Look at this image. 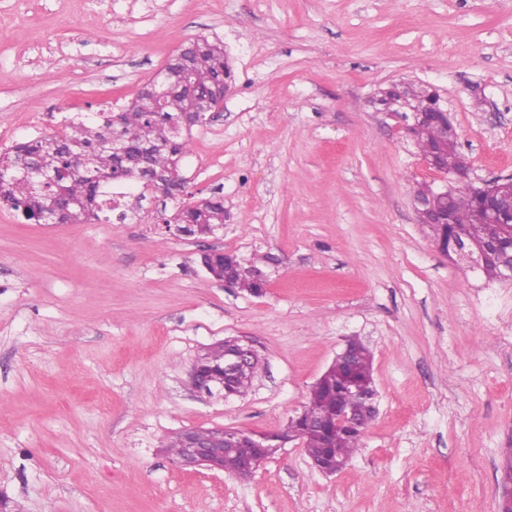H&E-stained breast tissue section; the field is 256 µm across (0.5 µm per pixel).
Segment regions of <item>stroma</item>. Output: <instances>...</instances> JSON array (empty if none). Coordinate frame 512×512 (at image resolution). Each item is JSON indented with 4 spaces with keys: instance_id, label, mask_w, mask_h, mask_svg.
Returning a JSON list of instances; mask_svg holds the SVG:
<instances>
[{
    "instance_id": "35a3bbf8",
    "label": "stroma",
    "mask_w": 512,
    "mask_h": 512,
    "mask_svg": "<svg viewBox=\"0 0 512 512\" xmlns=\"http://www.w3.org/2000/svg\"><path fill=\"white\" fill-rule=\"evenodd\" d=\"M236 77L183 160L216 235L31 224L0 204V492L14 512H498L512 444V282L445 257L413 207L442 182L372 96L433 87L476 181L512 176V0H0V152L120 108L195 37ZM270 257L254 297L205 249ZM378 414L334 476L300 442L248 479L180 468L189 428L274 432L346 340ZM263 360L248 395L193 390L227 338ZM352 342L355 344V362L359 380L362 383L372 381L375 385L372 374V354L370 350L359 340L352 339Z\"/></svg>"
}]
</instances>
